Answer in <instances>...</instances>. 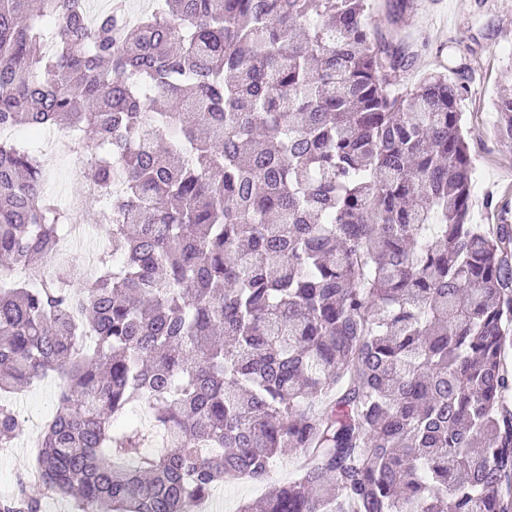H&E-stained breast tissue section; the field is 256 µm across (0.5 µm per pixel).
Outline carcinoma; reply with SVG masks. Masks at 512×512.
Wrapping results in <instances>:
<instances>
[{
  "label": "carcinoma",
  "mask_w": 512,
  "mask_h": 512,
  "mask_svg": "<svg viewBox=\"0 0 512 512\" xmlns=\"http://www.w3.org/2000/svg\"><path fill=\"white\" fill-rule=\"evenodd\" d=\"M404 12L0 0V128L66 134L110 225L93 273L55 262L70 214L0 137V394L59 376L38 467L75 512L240 479L260 512H512V226L471 222L464 78L397 88ZM27 487L0 512H41Z\"/></svg>",
  "instance_id": "cac0c4a2"
}]
</instances>
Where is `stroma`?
<instances>
[{
    "label": "stroma",
    "instance_id": "1",
    "mask_svg": "<svg viewBox=\"0 0 512 512\" xmlns=\"http://www.w3.org/2000/svg\"><path fill=\"white\" fill-rule=\"evenodd\" d=\"M405 20L401 36L414 60L398 83L410 88L429 73L464 69L460 107L476 168L472 221L512 225V148L494 136L492 107L502 89L512 90V0H410ZM11 401L22 432L12 447L0 448V497L14 492L34 439L57 409V380L47 377Z\"/></svg>",
    "mask_w": 512,
    "mask_h": 512
}]
</instances>
